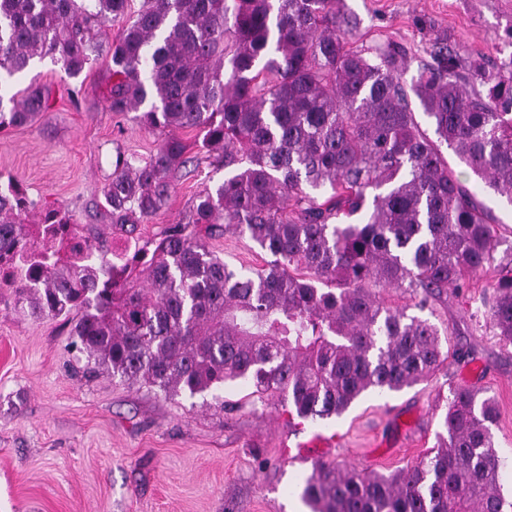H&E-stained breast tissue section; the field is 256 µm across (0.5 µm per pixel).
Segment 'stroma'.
<instances>
[{
	"instance_id": "obj_1",
	"label": "stroma",
	"mask_w": 512,
	"mask_h": 512,
	"mask_svg": "<svg viewBox=\"0 0 512 512\" xmlns=\"http://www.w3.org/2000/svg\"><path fill=\"white\" fill-rule=\"evenodd\" d=\"M357 46L387 43L418 60L433 32L447 34L463 61L499 64L512 40V0H345ZM112 63L102 57L77 78L51 59L16 82L50 89L37 122L0 132V176L30 195L63 206L80 224L95 223V203L116 151L149 156L163 135L104 104ZM78 96H71V89ZM449 166L474 193L501 243L495 261L463 294L429 299L380 289L386 304L435 324L447 358L430 380L380 397L369 393L342 415L318 422L288 413L279 395L238 381L218 393L166 397L107 374L83 376L86 360L70 345L63 319H37L0 295V512H310L301 499L312 465H285L284 445L332 435L317 460L369 474L417 465L436 445L452 389L494 397V440L507 460L504 495L512 501V343L494 336L487 300L512 260V203L483 188L456 156ZM223 171L199 160L172 179L167 205L141 224V241L182 221L196 195ZM234 267L265 268L267 255L226 228L209 240Z\"/></svg>"
}]
</instances>
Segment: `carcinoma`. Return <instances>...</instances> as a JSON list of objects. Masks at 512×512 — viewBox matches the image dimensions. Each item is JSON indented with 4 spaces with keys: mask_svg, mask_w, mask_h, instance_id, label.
Returning a JSON list of instances; mask_svg holds the SVG:
<instances>
[{
    "mask_svg": "<svg viewBox=\"0 0 512 512\" xmlns=\"http://www.w3.org/2000/svg\"><path fill=\"white\" fill-rule=\"evenodd\" d=\"M342 2L143 0L130 15V0H0V130L49 107L41 85L7 94L12 78L45 57L78 76L102 57L103 28L120 22L106 47V109L165 134L148 157L118 150L112 161L97 207L125 235L120 251L94 225L0 182V290L37 318L69 320L89 373L168 397L244 379L315 421L422 382L444 361L435 325L368 285L459 293L493 259L494 225L441 147L512 204V55L492 71L469 62L481 86L470 91L437 35L408 83L405 51L350 46ZM187 128L228 175L142 244L138 225L191 162L176 134ZM226 225L273 257L267 268L250 274L210 251L206 239ZM504 270L489 322L510 343ZM496 417L494 399L457 387L425 462L368 476L321 461L302 499L312 512H507Z\"/></svg>",
    "mask_w": 512,
    "mask_h": 512,
    "instance_id": "carcinoma-1",
    "label": "carcinoma"
}]
</instances>
